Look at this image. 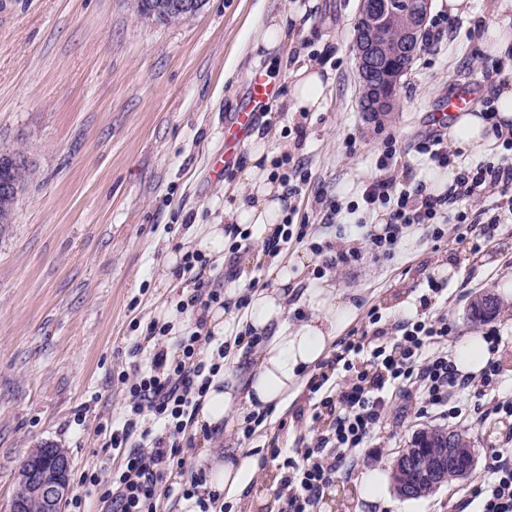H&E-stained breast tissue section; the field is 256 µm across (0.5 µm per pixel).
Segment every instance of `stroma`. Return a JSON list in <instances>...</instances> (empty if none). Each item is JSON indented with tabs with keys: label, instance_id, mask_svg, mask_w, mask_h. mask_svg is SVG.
Here are the masks:
<instances>
[{
	"label": "stroma",
	"instance_id": "35a3bbf8",
	"mask_svg": "<svg viewBox=\"0 0 512 512\" xmlns=\"http://www.w3.org/2000/svg\"><path fill=\"white\" fill-rule=\"evenodd\" d=\"M288 2L206 0L189 21L164 25L139 19L131 0H0V150L21 149L34 170L13 222L0 226V512H9L20 464L33 448L67 451L75 492L81 474L109 457L97 429L126 401L117 375L133 364L130 351L153 320L157 299L172 306L184 297L181 289L165 293L157 286L165 258L183 250L188 225L221 215L224 187L247 163L242 155L223 176L212 171L256 70L241 54L245 31ZM501 4L470 0L456 30L416 57L394 110L374 117L360 107L352 47L359 0H315L309 32L291 57L306 63L329 53L332 94L323 111L287 112L288 75L268 71L274 94L253 131L272 149H289L310 175L292 216L308 234L282 252L288 259L311 256L296 280L297 308H304L308 289L325 282L355 306L344 334L367 329L374 310L392 334L422 313L429 278L442 280L431 313L447 314L452 343L500 329L507 342L494 358L507 389L512 301L477 325L467 307L475 294L512 281V223L486 226L476 209V233L461 236L449 227L437 242L416 226L386 259L371 253L345 215L324 221L326 201L356 199L376 175L386 137L397 140V176L417 187L429 164L416 144L446 132L435 113L473 73L497 67L474 41L471 24L476 17L495 19ZM477 239L483 242L478 252L472 249ZM326 243L358 249L362 259L323 272V258L311 247ZM261 253V242L252 241L239 259L208 267L202 277L223 284L225 303H235L250 278L267 279ZM308 394L300 388L287 406L268 409L252 437L223 432L210 447L246 458L271 444L295 448L313 426ZM437 424L412 418L379 432L351 477L325 489L323 512H451L482 479L484 450L501 444L502 424L490 419L469 427L473 469L432 496L404 499L392 491L382 509L365 499L361 483L372 468L392 472L399 450ZM278 480L276 462L267 461L232 499V512H278Z\"/></svg>",
	"mask_w": 512,
	"mask_h": 512
}]
</instances>
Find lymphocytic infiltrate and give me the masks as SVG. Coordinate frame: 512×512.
I'll return each instance as SVG.
<instances>
[{
    "label": "lymphocytic infiltrate",
    "mask_w": 512,
    "mask_h": 512,
    "mask_svg": "<svg viewBox=\"0 0 512 512\" xmlns=\"http://www.w3.org/2000/svg\"><path fill=\"white\" fill-rule=\"evenodd\" d=\"M503 153L496 162L461 169L447 196L421 198L419 192L400 187L395 175L396 140L387 137L379 149L378 176L364 184L361 195L348 205L333 204L330 215L341 209L354 212L387 207L388 221L382 231L367 230L372 251L393 256L404 229L424 226L433 240L445 231L438 219L447 204H454L456 229H470L471 213L465 201L497 193L499 202L490 223L512 221V129L501 138ZM381 317L371 313L374 329L342 338L337 350L320 366L307 388L312 401L311 419L319 428L310 443L285 453L269 445L265 455L279 461L280 512H319L325 487L355 463L363 448L378 434L390 413L393 399H401L416 417L430 414L467 423H484L490 416L512 420V398L497 395L500 367L489 361L479 377L460 375L445 348L452 332L447 315L403 322L401 334L387 342L380 328ZM177 334L172 324L150 322L143 343L134 344L133 354L147 353V365H134L118 379L128 389L129 402L120 428L110 430L107 447L118 450L119 461L109 476L84 474L81 492L69 502L70 512H157L160 497L170 496L173 469L183 468L185 431L195 419L201 400L214 376L224 369L230 344L259 343L244 330L234 341H224L204 328ZM340 381H333V374ZM470 403H462V393ZM485 474L471 498L459 501L457 512H512V452L487 449Z\"/></svg>",
    "instance_id": "lymphocytic-infiltrate-1"
}]
</instances>
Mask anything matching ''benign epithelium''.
<instances>
[{"label": "benign epithelium", "instance_id": "7a95c632", "mask_svg": "<svg viewBox=\"0 0 512 512\" xmlns=\"http://www.w3.org/2000/svg\"><path fill=\"white\" fill-rule=\"evenodd\" d=\"M205 0H145L139 17L155 22L172 16L181 21L195 17ZM390 14L388 0H359L358 15L361 31L355 34L353 49L358 62L359 79L378 78L380 88L376 95L362 101V110L380 113L393 103V95L400 84L402 72L379 65L378 47L381 31ZM438 452L429 465H420V457L407 448L401 449L396 462L395 474L400 495H423L425 488L439 486L448 478V469L466 471L470 461L460 459L459 448L448 434L434 436ZM71 462L68 454L57 448L39 453L29 460L21 475L24 490L43 500L45 512H62L63 503L70 492Z\"/></svg>", "mask_w": 512, "mask_h": 512}]
</instances>
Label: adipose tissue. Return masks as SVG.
Instances as JSON below:
<instances>
[{"instance_id":"obj_1","label":"adipose tissue","mask_w":512,"mask_h":512,"mask_svg":"<svg viewBox=\"0 0 512 512\" xmlns=\"http://www.w3.org/2000/svg\"><path fill=\"white\" fill-rule=\"evenodd\" d=\"M312 7L310 0H290L285 11L258 20L246 34L245 49L255 59L269 58L279 63L289 60L288 45L306 32ZM475 39L490 57L512 63V16L500 14L496 21L475 28ZM327 70L316 64L292 67L289 73L286 107L293 113L322 111L331 90ZM496 121L512 125V83H498L494 88ZM493 121V122H496ZM493 122L480 112H463L448 124V147L473 154L491 152L498 138ZM266 139H253L248 163L239 175L240 189L225 193L221 217L210 224L189 225L187 242L194 251L221 258L227 237L225 225L239 224L256 233L272 235L282 223L291 204L278 179ZM300 255L292 264L273 262L269 269V287L254 291L247 307L245 322L261 338L253 364L247 372L230 370L214 377L196 417L197 425L236 427L234 414L239 406L258 412L265 407L282 404L293 391L302 374L323 359L335 342L341 328L354 311L344 293L330 286L313 289L307 300L308 317L293 323L289 320V286L298 270L308 264ZM491 353L487 341L480 336L462 337L453 349L452 361L464 375H479ZM202 464L208 466L203 494L231 495L245 482L250 461L243 457L220 460L218 454L204 451Z\"/></svg>"}]
</instances>
